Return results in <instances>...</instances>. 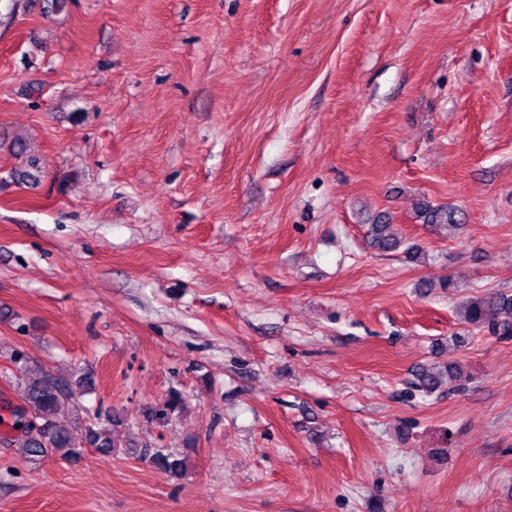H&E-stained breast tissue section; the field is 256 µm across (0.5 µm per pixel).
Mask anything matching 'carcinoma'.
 Instances as JSON below:
<instances>
[{
	"mask_svg": "<svg viewBox=\"0 0 512 512\" xmlns=\"http://www.w3.org/2000/svg\"><path fill=\"white\" fill-rule=\"evenodd\" d=\"M420 223L427 225L438 234L460 233L464 226L457 218V211L446 206L424 202L417 210ZM370 244L382 254H391L404 249L412 256L420 253L415 245L405 244L403 235L392 219L383 214L369 225ZM460 323L479 331H487L494 336L512 338V294L502 290L487 289L461 301L456 309ZM448 379V391L461 389V372L454 362L444 366V371L425 369L416 376V387L432 393ZM24 402L35 414L36 427L28 429L21 438L25 452L35 460L45 458L54 452L66 460L80 456L81 447L94 449L101 455H110L117 448L109 423L90 422L85 425L80 438H75L65 420V411L74 406L76 395L66 389L53 377L45 373H35L25 379ZM141 456H148L156 468L168 472L173 477L185 474L188 465L186 455L169 448L133 450Z\"/></svg>",
	"mask_w": 512,
	"mask_h": 512,
	"instance_id": "1",
	"label": "carcinoma"
}]
</instances>
